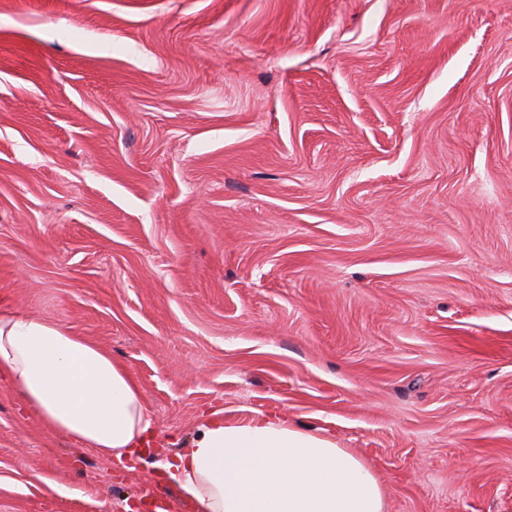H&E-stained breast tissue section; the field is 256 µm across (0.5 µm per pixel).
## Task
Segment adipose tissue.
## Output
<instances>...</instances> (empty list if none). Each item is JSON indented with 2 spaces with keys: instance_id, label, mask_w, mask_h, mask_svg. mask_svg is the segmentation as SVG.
<instances>
[{
  "instance_id": "ef3b65f1",
  "label": "adipose tissue",
  "mask_w": 512,
  "mask_h": 512,
  "mask_svg": "<svg viewBox=\"0 0 512 512\" xmlns=\"http://www.w3.org/2000/svg\"><path fill=\"white\" fill-rule=\"evenodd\" d=\"M0 381L81 447L120 460L150 445L132 371L59 325L0 312ZM164 470L195 512H386L367 463L276 417L205 418Z\"/></svg>"
}]
</instances>
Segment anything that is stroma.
I'll list each match as a JSON object with an SVG mask.
<instances>
[{
    "mask_svg": "<svg viewBox=\"0 0 512 512\" xmlns=\"http://www.w3.org/2000/svg\"><path fill=\"white\" fill-rule=\"evenodd\" d=\"M0 311L134 373L119 462L0 382V512H193L205 414L387 512H512V0H0Z\"/></svg>",
    "mask_w": 512,
    "mask_h": 512,
    "instance_id": "obj_1",
    "label": "stroma"
}]
</instances>
